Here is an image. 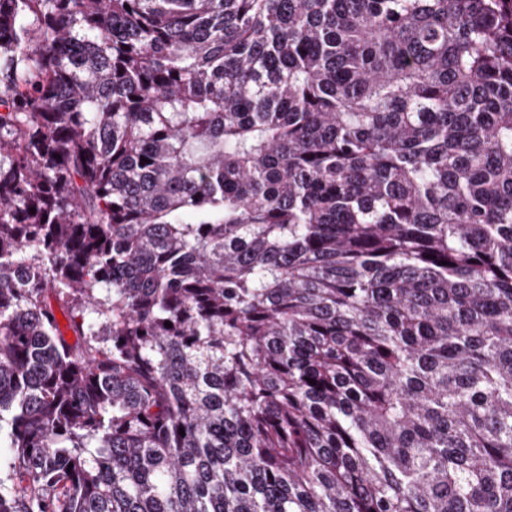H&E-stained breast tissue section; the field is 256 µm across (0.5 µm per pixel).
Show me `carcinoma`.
Listing matches in <instances>:
<instances>
[{
	"label": "carcinoma",
	"mask_w": 512,
	"mask_h": 512,
	"mask_svg": "<svg viewBox=\"0 0 512 512\" xmlns=\"http://www.w3.org/2000/svg\"><path fill=\"white\" fill-rule=\"evenodd\" d=\"M2 30L0 512H512V0Z\"/></svg>",
	"instance_id": "carcinoma-1"
}]
</instances>
